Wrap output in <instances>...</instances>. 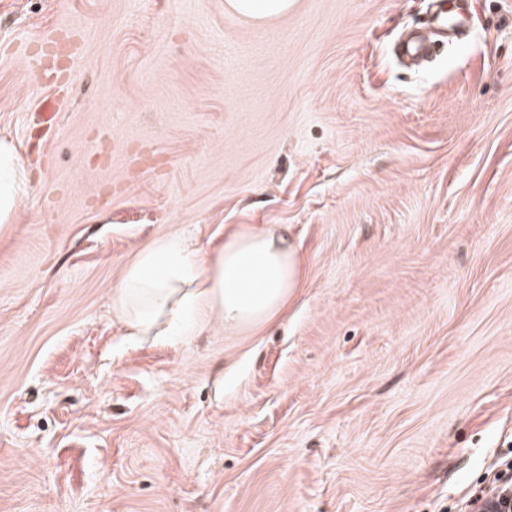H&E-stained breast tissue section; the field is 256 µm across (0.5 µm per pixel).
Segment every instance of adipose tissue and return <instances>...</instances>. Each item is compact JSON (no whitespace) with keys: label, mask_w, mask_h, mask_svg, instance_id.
<instances>
[{"label":"adipose tissue","mask_w":512,"mask_h":512,"mask_svg":"<svg viewBox=\"0 0 512 512\" xmlns=\"http://www.w3.org/2000/svg\"><path fill=\"white\" fill-rule=\"evenodd\" d=\"M25 163L0 136V224L12 223L28 195ZM303 261L285 230L241 224L204 253L160 237L139 250L112 290V312L133 336H193L221 327L254 333L288 307Z\"/></svg>","instance_id":"1"}]
</instances>
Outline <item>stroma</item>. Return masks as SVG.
Instances as JSON below:
<instances>
[{
  "mask_svg": "<svg viewBox=\"0 0 512 512\" xmlns=\"http://www.w3.org/2000/svg\"><path fill=\"white\" fill-rule=\"evenodd\" d=\"M0 0V512H464L512 454V0ZM56 129L31 134L42 101ZM287 229L251 334L130 340L161 236ZM227 5L237 14L266 18L288 11V0H227ZM25 163L13 140L0 136V224H11L28 196Z\"/></svg>",
  "mask_w": 512,
  "mask_h": 512,
  "instance_id": "obj_1",
  "label": "stroma"
}]
</instances>
